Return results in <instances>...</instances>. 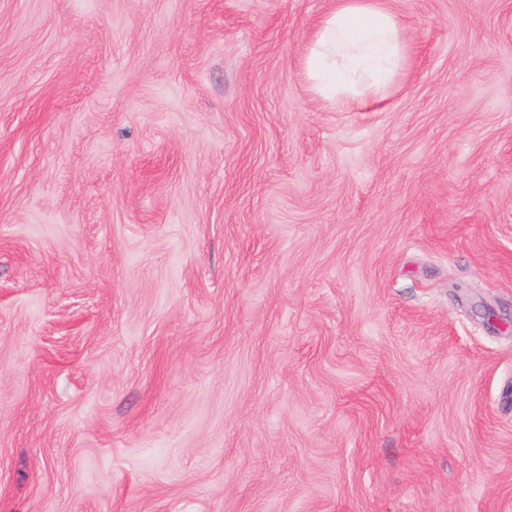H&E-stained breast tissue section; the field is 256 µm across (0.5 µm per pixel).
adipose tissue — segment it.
I'll list each match as a JSON object with an SVG mask.
<instances>
[{
  "label": "adipose tissue",
  "instance_id": "1",
  "mask_svg": "<svg viewBox=\"0 0 512 512\" xmlns=\"http://www.w3.org/2000/svg\"><path fill=\"white\" fill-rule=\"evenodd\" d=\"M405 58V46L384 0H336L306 58L320 95L330 101L379 97Z\"/></svg>",
  "mask_w": 512,
  "mask_h": 512
}]
</instances>
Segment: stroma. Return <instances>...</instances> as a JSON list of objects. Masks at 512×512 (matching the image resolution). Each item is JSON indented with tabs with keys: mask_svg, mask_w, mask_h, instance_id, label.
<instances>
[{
	"mask_svg": "<svg viewBox=\"0 0 512 512\" xmlns=\"http://www.w3.org/2000/svg\"><path fill=\"white\" fill-rule=\"evenodd\" d=\"M0 0V512H512V0ZM384 2L337 0L322 20L306 69L324 99L356 100L351 92L380 97L391 86L404 61L405 46L396 18Z\"/></svg>",
	"mask_w": 512,
	"mask_h": 512,
	"instance_id": "35a3bbf8",
	"label": "stroma"
}]
</instances>
